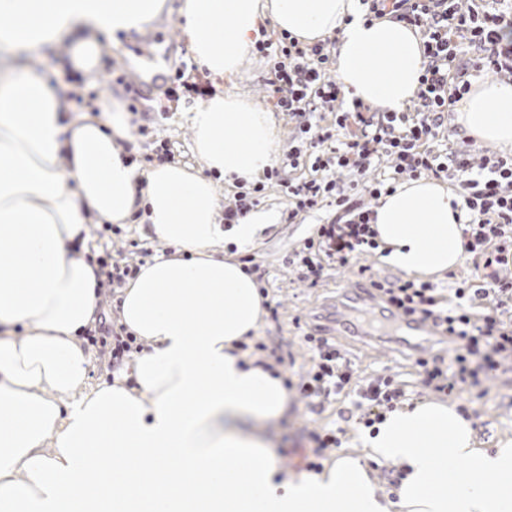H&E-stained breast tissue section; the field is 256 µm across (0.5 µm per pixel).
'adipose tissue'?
<instances>
[{"mask_svg":"<svg viewBox=\"0 0 512 512\" xmlns=\"http://www.w3.org/2000/svg\"><path fill=\"white\" fill-rule=\"evenodd\" d=\"M165 7L0 0V512H512V441L477 450L470 422L440 401L388 413L365 458L341 453L319 473L282 470L268 453L288 390L244 349L265 315L254 276L217 251L252 246L278 213L223 228L212 179L130 162L127 114L70 115L36 67L43 46L65 43L73 67L95 73L99 34L146 33ZM179 14L199 69L221 80L186 117L192 149L230 186L257 180L280 148L274 115L236 90L265 23L308 45L339 34L337 80L379 112L405 111L425 69L418 31L367 20L360 0H183ZM13 50L31 60L23 72ZM454 110L475 143L512 154V83H480ZM461 201L435 180L397 184L371 216L386 263L420 279L459 267ZM137 213L177 252L123 288L119 322L145 350L91 387L80 339L100 302L90 227ZM373 461L405 468L397 500L379 495Z\"/></svg>","mask_w":512,"mask_h":512,"instance_id":"1","label":"adipose tissue"}]
</instances>
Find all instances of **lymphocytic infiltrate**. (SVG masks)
I'll use <instances>...</instances> for the list:
<instances>
[{"instance_id":"obj_1","label":"lymphocytic infiltrate","mask_w":512,"mask_h":512,"mask_svg":"<svg viewBox=\"0 0 512 512\" xmlns=\"http://www.w3.org/2000/svg\"><path fill=\"white\" fill-rule=\"evenodd\" d=\"M460 0H370L374 17L392 16L424 34L427 59L417 94L422 102L415 114L382 112L364 115L362 111L337 115L338 128L348 130L345 139L331 132L312 134L307 114L315 112L317 101L334 102L342 97L338 81L325 77L335 60L330 49L317 44L301 46L297 39L266 41L259 52L273 62L275 78L268 92L269 102L279 112L303 120L302 138L289 146L283 162L298 167L311 158L315 170L349 169L357 179L348 188H339L333 179H311L288 188L297 208H313L320 197L332 196L335 218L318 225L305 239L295 257L303 279L319 278L324 261L350 266L359 255L375 249V231L370 213L356 201L357 194L373 197L391 193L388 179L371 174L374 158L386 154L393 175L418 179L447 171L460 175L467 221L464 234L467 251L481 252L490 271L487 287L462 284L455 288L457 302L445 307L435 288L412 280L394 281L377 276L368 266L358 274L375 288L388 309L434 322L446 334L458 337L459 349L449 361L426 359L418 366L425 384L439 391H461L478 371L496 370L500 359L512 358V325H506L494 312L477 313L480 300L489 294L512 300V279L499 277L498 268L512 266V156L485 157L481 168H474L468 150L456 149L439 154L429 144L439 136L451 105L471 89V76L482 72H512V40L504 41L503 28H512V0H493L494 9L476 4L461 8ZM467 32L475 52L463 57L456 36ZM316 352L308 379L299 386L310 400L325 399L350 385L354 371L338 349L317 336H308ZM361 397L368 410L362 416L365 427L382 422L387 411L396 408L405 392L389 377H377L363 385Z\"/></svg>"}]
</instances>
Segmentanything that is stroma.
I'll list each match as a JSON object with an SVG mask.
<instances>
[{"mask_svg": "<svg viewBox=\"0 0 512 512\" xmlns=\"http://www.w3.org/2000/svg\"><path fill=\"white\" fill-rule=\"evenodd\" d=\"M181 5L182 0H167L169 15L146 34L122 35L115 40L102 36L105 51L95 74L86 76L73 70L65 52L58 48L44 50L38 62L50 91H66L73 112L83 113L93 103L117 97L130 114L129 139L124 148L132 161L145 166L159 163V142L163 139L168 140L175 163L192 167L198 164L185 116L201 101L184 97L171 102L165 95L168 79L176 71L189 75L198 71L178 25ZM314 176L306 162L294 169L283 168L279 178L267 181L260 205L276 210L280 219L247 250L259 267L258 284L266 290L267 303L276 310L275 315L266 316L256 333L257 342L264 345L261 355L293 383L288 411L271 430L270 451L281 467L295 474L306 470V458L312 453L310 433L334 428L343 431L342 449H326L322 462H332L339 452L356 456L362 451L361 411L356 406L355 392L344 390L312 407L296 389L314 365L315 353L305 341V333L322 326L328 309L335 307L343 291L357 282L355 269L327 262L317 282L312 283L301 279L298 266L291 262L294 249L312 235L316 225L329 222L334 214L332 206L322 202L289 216L287 184ZM163 250L145 224L126 225L112 238L113 257L129 259L136 265ZM339 344L357 380L390 375L403 384L410 402L440 400L464 408L476 449L491 453L501 439L512 438V362L503 363L492 375H478L476 384L465 391L447 395L424 384L415 356L401 344L364 337L349 329Z\"/></svg>", "mask_w": 512, "mask_h": 512, "instance_id": "obj_1", "label": "stroma"}]
</instances>
